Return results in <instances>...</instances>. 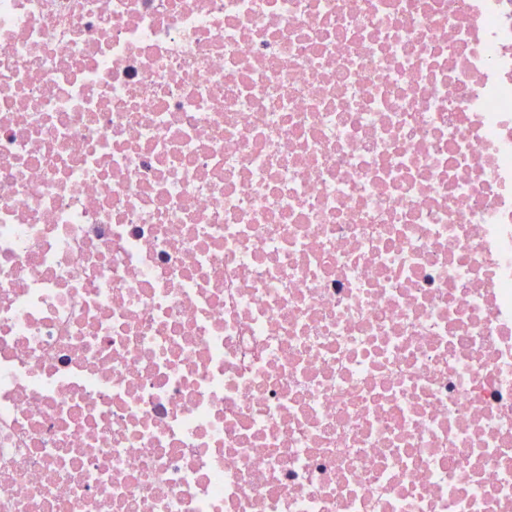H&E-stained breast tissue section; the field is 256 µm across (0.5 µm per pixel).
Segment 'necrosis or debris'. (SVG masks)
<instances>
[{"instance_id":"necrosis-or-debris-1","label":"necrosis or debris","mask_w":512,"mask_h":512,"mask_svg":"<svg viewBox=\"0 0 512 512\" xmlns=\"http://www.w3.org/2000/svg\"><path fill=\"white\" fill-rule=\"evenodd\" d=\"M0 512H512V0H0Z\"/></svg>"}]
</instances>
